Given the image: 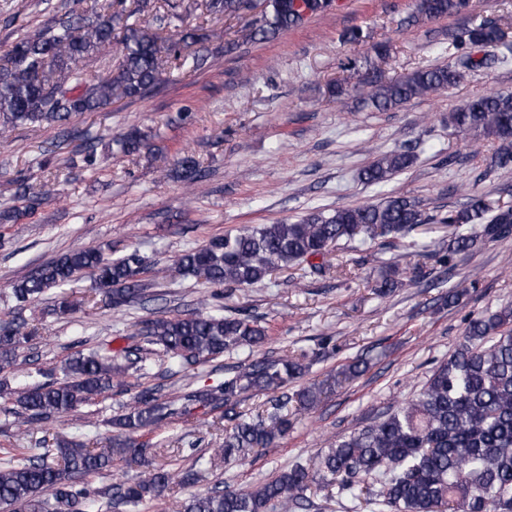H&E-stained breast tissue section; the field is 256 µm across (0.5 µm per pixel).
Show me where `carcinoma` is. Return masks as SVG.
<instances>
[{"instance_id":"carcinoma-1","label":"carcinoma","mask_w":512,"mask_h":512,"mask_svg":"<svg viewBox=\"0 0 512 512\" xmlns=\"http://www.w3.org/2000/svg\"><path fill=\"white\" fill-rule=\"evenodd\" d=\"M105 0L87 14L65 12L53 25L33 34L21 33L0 56V135L18 127L62 124L72 116L95 112L114 100L142 99L165 83L175 70L200 68L204 58L184 50L204 39L199 26L185 27L175 40L160 31L184 21L182 0H165L150 22L139 15L150 0ZM251 0H192L191 8L210 16L238 17ZM266 0L261 18L244 27L242 42L268 40L300 25L307 16L333 8L334 0ZM466 0H420L417 13L426 18L458 15ZM512 22L500 19L465 27L450 34L457 49L455 61L413 70L399 80L368 74L358 88L363 106L387 111L412 99L430 97L454 88L468 72L501 61L496 55L474 56L476 48L499 47L512 52ZM116 44L118 64L104 74L87 77L90 59ZM448 127L469 137L473 151L484 142L494 144L495 164L512 167V93L478 97L448 113ZM152 135L132 129L117 140L125 155L142 151L158 157L162 149ZM415 162L410 150L375 156L359 173L369 185L386 183ZM55 185L45 184L36 195L25 180L17 181V195L33 209L53 196ZM424 224L448 227V245L433 252L443 263L475 247L477 236L463 232L465 224L482 226L486 240L512 233V203L491 202L471 194L459 207L427 214L415 200L398 194L378 204L346 205L330 212L315 210L294 222L261 224L211 238L186 251L175 263L179 273L205 279L215 286L245 288L263 282L279 269L305 262L320 274L329 248L341 240L362 244L387 239L390 246ZM152 267L137 250L112 259L92 247H78L44 265L13 285L20 301L38 300L83 274L93 277L97 290L113 306L144 298L141 275ZM401 285L391 268L374 281L373 294L385 298ZM36 335L25 320L0 322V371L15 364L17 352ZM142 343L120 355L96 349L67 358L61 365L65 379L48 380L14 392L12 426L29 431L87 405L112 388L143 353L166 357L182 365L213 360L226 353L248 350L253 355L268 338L267 327L256 319L222 313L177 315L150 319L138 331ZM309 366L286 354L245 361L224 385L211 390H187L161 401L151 389L136 396L129 411L115 420L121 434L105 448L60 442L56 455H30L22 448L0 460V507L7 512H91L100 499L113 507H138L146 497H158L174 478L193 485L201 478L197 458L173 474L149 467L137 480L118 488L91 491L88 476L102 472L115 459L145 456L148 444L138 441L172 415L192 406L224 409L231 430L213 449L230 463L247 458L257 448H270L288 433V419L280 411L288 404L286 388L302 378ZM271 394L267 417L251 418L237 411L248 394ZM339 493L359 492L367 504L395 512H512V308L470 321L465 336L433 371L411 399L389 409L373 423L336 441L306 465H297L249 490L215 486L188 497L183 512H282L299 507L316 480Z\"/></svg>"}]
</instances>
